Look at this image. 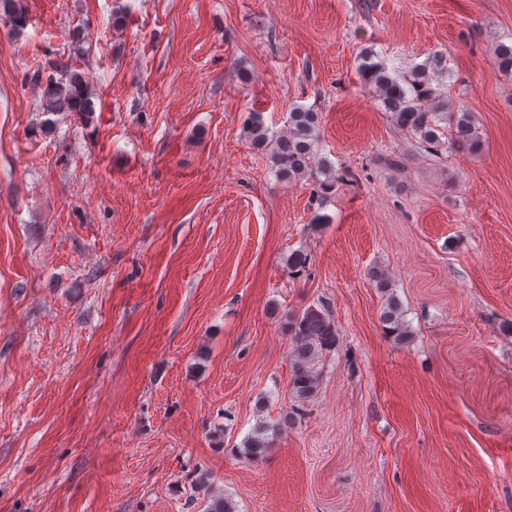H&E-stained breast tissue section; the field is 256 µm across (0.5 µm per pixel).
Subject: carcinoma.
Listing matches in <instances>:
<instances>
[{
	"label": "carcinoma",
	"instance_id": "1",
	"mask_svg": "<svg viewBox=\"0 0 512 512\" xmlns=\"http://www.w3.org/2000/svg\"><path fill=\"white\" fill-rule=\"evenodd\" d=\"M372 51L361 55L358 73L362 81L374 88L393 125L408 133L432 156L448 149L475 153L482 149L483 141L475 116L464 107L449 105L443 89V80L448 77L447 58L435 53L427 60L395 76L388 72L383 62L373 61ZM495 65L506 75H512V42H500L495 48ZM42 113L48 115L43 126L53 124L52 115L72 112L89 118L95 112L92 92L84 76L75 71H65L62 80H49L42 92ZM249 143L270 151L275 171L288 179H300L321 173L325 179L317 181L316 198L321 200L336 186V176L331 165L322 155L319 136L318 113L295 106L289 113L288 130L277 134L263 121L261 113L255 112L246 124ZM310 255L294 251L288 256V267L298 274L306 271ZM371 280L385 296L380 322L384 334L404 343L412 335L404 318L401 301L393 292L388 274L377 270ZM291 340L289 358L292 373L290 392L299 400L314 395L319 385L317 365L323 354L336 348L338 332L336 324L326 309L313 305L299 312L288 314L284 326ZM281 423H264L243 441L241 454L248 460L261 458L268 448L270 435L279 432ZM206 512H236V505L224 495H214Z\"/></svg>",
	"mask_w": 512,
	"mask_h": 512
}]
</instances>
